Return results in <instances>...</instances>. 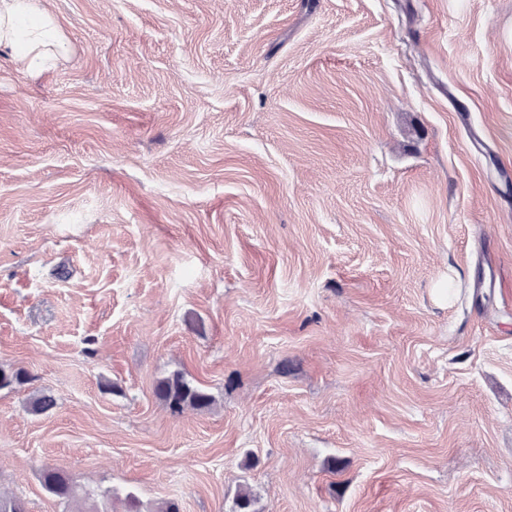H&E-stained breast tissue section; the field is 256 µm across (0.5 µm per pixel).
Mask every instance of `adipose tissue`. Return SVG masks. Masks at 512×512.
I'll use <instances>...</instances> for the list:
<instances>
[{
  "label": "adipose tissue",
  "mask_w": 512,
  "mask_h": 512,
  "mask_svg": "<svg viewBox=\"0 0 512 512\" xmlns=\"http://www.w3.org/2000/svg\"><path fill=\"white\" fill-rule=\"evenodd\" d=\"M65 48L59 22L35 0H0V52L38 74Z\"/></svg>",
  "instance_id": "1"
}]
</instances>
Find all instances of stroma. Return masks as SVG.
I'll use <instances>...</instances> for the list:
<instances>
[{
    "mask_svg": "<svg viewBox=\"0 0 512 512\" xmlns=\"http://www.w3.org/2000/svg\"><path fill=\"white\" fill-rule=\"evenodd\" d=\"M38 5L67 51L0 55V366L33 377L0 495L64 512L50 465L112 512H512V0ZM155 393L172 413H181L187 408L199 411L208 410L214 402L213 397L207 391L192 384L180 372L160 380Z\"/></svg>",
    "mask_w": 512,
    "mask_h": 512,
    "instance_id": "1",
    "label": "stroma"
}]
</instances>
